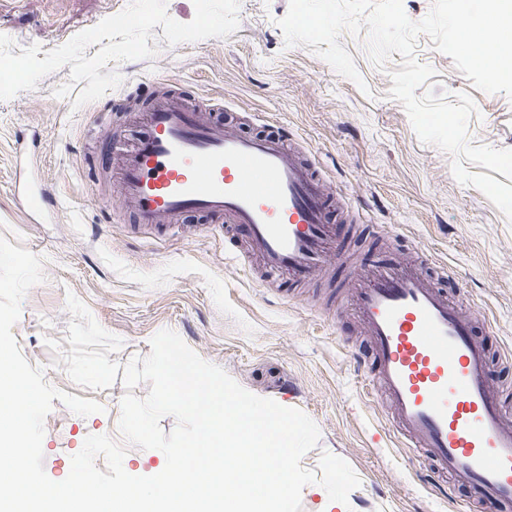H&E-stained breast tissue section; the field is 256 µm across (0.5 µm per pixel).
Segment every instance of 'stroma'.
<instances>
[{
	"instance_id": "obj_1",
	"label": "stroma",
	"mask_w": 512,
	"mask_h": 512,
	"mask_svg": "<svg viewBox=\"0 0 512 512\" xmlns=\"http://www.w3.org/2000/svg\"><path fill=\"white\" fill-rule=\"evenodd\" d=\"M129 3L0 0V34L14 49L48 51ZM289 3L239 0V27L223 38L171 45L154 27L156 54L109 62L119 85L79 107L67 65L0 99V237L41 257L45 275L25 295L12 333L45 382L103 407L83 417L54 401L44 421V470L63 480L91 435L125 446L129 474L149 476L164 463L161 451L127 443L119 419L125 365L149 355L152 337L169 329L249 392L315 422L320 439L301 465L317 469L326 452L349 463L361 484L345 512H457L467 489L439 490L425 455L400 446L361 365L369 349L348 311L323 310V285H259L223 228L203 230L190 217L179 230H146L117 192L106 130L135 138L132 115L147 82L171 83L214 111L237 114L249 134L288 128L334 197L361 221L382 225L395 256H422L435 283L480 317L476 338L489 349L490 383L512 398V222L455 179L452 155L423 143L390 97L400 54L378 67L367 34L342 33L362 78L354 83L309 47H286L277 22ZM414 57L434 69L436 93L472 95L473 145L512 149L511 98L474 89L427 36L418 37ZM65 84L70 95L57 97ZM24 159L55 199L53 216L36 217L21 203L14 185Z\"/></svg>"
}]
</instances>
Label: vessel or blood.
<instances>
[{"label":"vessel or blood","mask_w":512,"mask_h":512,"mask_svg":"<svg viewBox=\"0 0 512 512\" xmlns=\"http://www.w3.org/2000/svg\"><path fill=\"white\" fill-rule=\"evenodd\" d=\"M142 135L125 155L121 194L137 223L226 220L244 232L265 271L290 284L342 262L343 217L312 160L288 133L245 136L203 121L166 87H149ZM372 378L387 397L404 447L422 449L492 512H512V414L488 380L473 316L434 287L421 265L377 259L350 276Z\"/></svg>","instance_id":"vessel-or-blood-1"}]
</instances>
